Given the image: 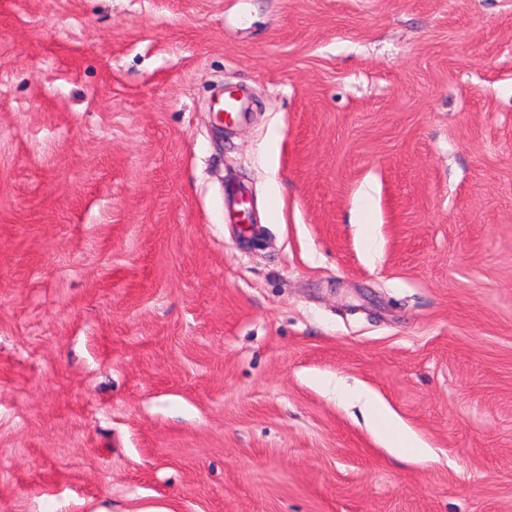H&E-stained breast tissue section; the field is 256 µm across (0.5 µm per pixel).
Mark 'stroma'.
Segmentation results:
<instances>
[{"mask_svg":"<svg viewBox=\"0 0 512 512\" xmlns=\"http://www.w3.org/2000/svg\"><path fill=\"white\" fill-rule=\"evenodd\" d=\"M0 512H512V0H0ZM358 397L359 399L364 400V404L371 410L377 423L381 424V427L390 442V447L395 453L399 455H407L417 461H421L427 456L428 449L419 446L413 438L406 433L386 412L378 410L366 394L361 393Z\"/></svg>","mask_w":512,"mask_h":512,"instance_id":"stroma-1","label":"stroma"}]
</instances>
